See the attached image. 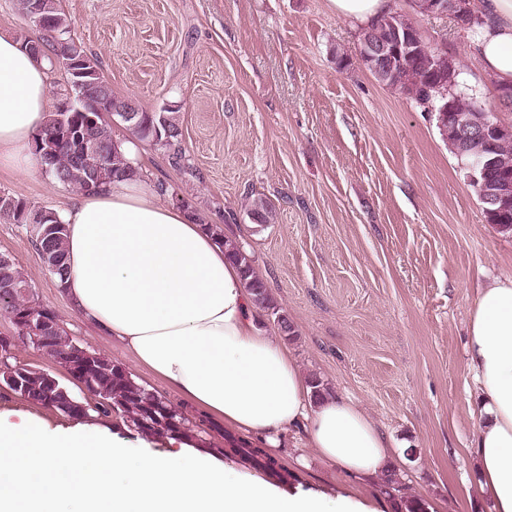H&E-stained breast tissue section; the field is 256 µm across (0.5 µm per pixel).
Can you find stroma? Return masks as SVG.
<instances>
[{"mask_svg":"<svg viewBox=\"0 0 512 512\" xmlns=\"http://www.w3.org/2000/svg\"><path fill=\"white\" fill-rule=\"evenodd\" d=\"M71 34L112 86L147 112L172 107L193 173L143 141L145 176L162 199L192 206L244 247L298 335L285 346L303 377L357 404L407 454L387 512L419 499L440 512H489L469 499L476 383L466 368L479 288L512 273V238L483 205L433 114L380 84L356 62L360 23L327 0H60ZM460 63V89L498 106L471 36L446 17L390 0ZM351 58L339 69L337 57ZM63 210L75 190L42 171L0 166V193ZM275 215L257 224V198ZM9 255L37 303L73 341L122 363L138 383L181 410L210 453L246 478L280 480L230 450L233 430L172 392L120 344L71 310L23 226L0 216ZM296 431L273 452L289 485L352 487L335 468L293 461Z\"/></svg>","mask_w":512,"mask_h":512,"instance_id":"obj_1","label":"stroma"}]
</instances>
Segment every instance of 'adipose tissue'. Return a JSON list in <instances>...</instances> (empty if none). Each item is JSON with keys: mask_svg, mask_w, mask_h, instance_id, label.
I'll return each instance as SVG.
<instances>
[{"mask_svg": "<svg viewBox=\"0 0 512 512\" xmlns=\"http://www.w3.org/2000/svg\"><path fill=\"white\" fill-rule=\"evenodd\" d=\"M483 26L471 47L485 76L512 85V0H472ZM48 61L0 33V164L27 172L49 118ZM65 293L85 324L118 338L136 362L227 428L278 445L305 423L318 459L372 482L404 449L365 412L336 397L312 403L287 348L264 335L238 268L186 208L143 180L74 198ZM467 366L478 386L476 497L512 512V274L478 292ZM0 512H373L357 492H286L186 448L130 456L95 420L65 431L26 417L0 421Z\"/></svg>", "mask_w": 512, "mask_h": 512, "instance_id": "obj_1", "label": "adipose tissue"}]
</instances>
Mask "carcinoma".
<instances>
[{
  "label": "carcinoma",
  "mask_w": 512,
  "mask_h": 512,
  "mask_svg": "<svg viewBox=\"0 0 512 512\" xmlns=\"http://www.w3.org/2000/svg\"><path fill=\"white\" fill-rule=\"evenodd\" d=\"M43 18L52 27V33L43 34L39 39H26L23 45L33 54L50 55L54 62H61L55 51V42L61 38L69 44L77 55L85 51L70 35L69 25L60 8V0H38ZM411 20L398 12H386L373 19L361 32L376 42L386 40L394 29L412 28ZM439 46H431L425 35H420V47L408 60L400 63L393 75L365 62L363 66L382 85L397 89L418 106L429 110L440 97L437 86L435 67ZM97 95L112 103V110L117 111L132 103L130 99L115 97L112 86L101 82L96 87ZM485 103L478 97L455 94L454 109L458 112H474ZM175 109L165 108L160 112L138 110L136 118L127 126L142 139H148L163 148L172 164L188 172H193L188 163L183 147V133L173 113ZM88 128L92 137L102 146L104 155L87 158L70 151L62 143L64 137L75 131ZM448 149L456 153L459 140L458 126L452 120L439 124ZM51 140L54 145L51 178L58 184L89 192L112 179L128 180L140 176L139 170L117 151L112 132L105 124L103 113L97 112H61L51 113L46 125L34 137L33 145L40 141ZM478 148L492 151L496 159L494 168L487 173L486 180L494 181L503 176H512V136L494 140L491 146L483 144ZM0 215L13 219L26 227L31 241L41 260L48 266V271L60 279L65 272L66 225L60 213L53 209H33L13 196L0 193ZM251 219L258 224H267L272 218V208L262 198L255 200L250 210ZM215 240L224 246L225 256L236 264L246 288L253 296L256 306L273 319L280 333L287 339L297 336L288 314L271 298L265 282L257 273L253 259L236 241L227 237L223 226L207 225ZM6 281L15 288V292H0V313L13 322H21L27 316L45 317L50 321L51 337L46 342L34 346V349L53 359L79 383L83 384L92 403L82 410L73 405L81 401L70 384L60 380L53 383L49 374L31 369L27 364L11 362L13 355H8L0 365L5 371L14 375L12 382L3 385L12 392L22 396L31 404L60 411L75 419H84L96 413L107 416L113 412L124 414L129 425L139 433L147 436L168 435L172 438H185L197 447L205 441L190 425L185 415L169 402L135 381L126 368L100 353L89 358L82 355L81 347L75 346L62 329L57 315L48 307L32 300L29 285L15 262L0 267V282ZM234 450L254 464L274 471L277 461L266 454L265 450L252 442L239 438L235 440Z\"/></svg>",
  "instance_id": "cac0c4a2"
}]
</instances>
